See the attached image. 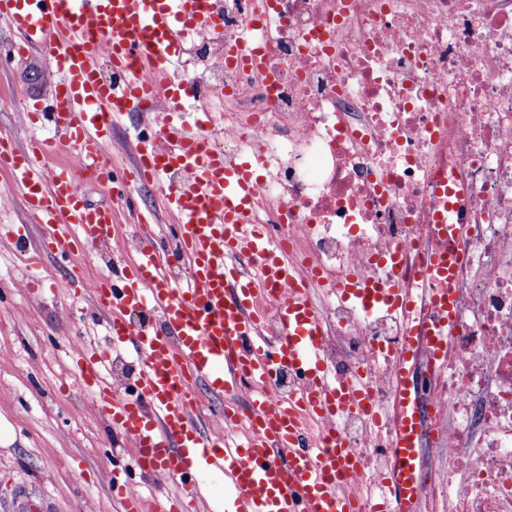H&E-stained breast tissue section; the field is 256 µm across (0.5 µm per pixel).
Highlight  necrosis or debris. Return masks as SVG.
<instances>
[{"label":"necrosis or debris","instance_id":"obj_1","mask_svg":"<svg viewBox=\"0 0 512 512\" xmlns=\"http://www.w3.org/2000/svg\"><path fill=\"white\" fill-rule=\"evenodd\" d=\"M183 56L224 115L218 147L264 155L256 221L287 230L338 376L364 375L374 416L336 426L362 460L352 492L382 504L402 310L335 295L398 288L457 249L448 357L421 356L417 445L448 464L422 497L441 512H512V0H208ZM461 223L440 232L447 189Z\"/></svg>","mask_w":512,"mask_h":512}]
</instances>
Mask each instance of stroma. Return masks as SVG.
<instances>
[{
    "label": "stroma",
    "instance_id": "stroma-1",
    "mask_svg": "<svg viewBox=\"0 0 512 512\" xmlns=\"http://www.w3.org/2000/svg\"><path fill=\"white\" fill-rule=\"evenodd\" d=\"M60 78L42 48L0 69V137L19 142L46 138L47 129L25 123L27 99L48 98ZM91 204L114 209L125 233L120 248L136 258L137 214L110 184L84 187ZM36 278L41 290L24 286ZM91 308L79 283L65 284L55 259L30 267L15 247L0 244V512H18L26 499L38 512H117L104 475L110 456L129 459L132 449L86 403L72 367L76 345L104 340L105 315L81 316Z\"/></svg>",
    "mask_w": 512,
    "mask_h": 512
}]
</instances>
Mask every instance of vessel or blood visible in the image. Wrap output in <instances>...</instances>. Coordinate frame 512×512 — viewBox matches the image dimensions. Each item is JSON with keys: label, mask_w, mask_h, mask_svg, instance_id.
I'll return each instance as SVG.
<instances>
[{"label": "vessel or blood", "mask_w": 512, "mask_h": 512, "mask_svg": "<svg viewBox=\"0 0 512 512\" xmlns=\"http://www.w3.org/2000/svg\"><path fill=\"white\" fill-rule=\"evenodd\" d=\"M205 17L203 0H0V21L17 35L0 48V58L44 48L63 73L51 105L37 102L25 112L31 122L51 126L56 150L72 156L50 167L42 143L24 147L0 138V168H8L26 214L41 229L32 245L21 230L1 226L0 243L22 248L36 265L47 254L63 258L115 242L111 208L87 205L84 186L113 179V127L131 113H155L154 130L135 140L134 174L162 190L179 228L177 245L166 252L143 234L135 261L83 281V296L109 317L112 345L77 348L76 367L95 405L134 448L133 468L175 481L177 492L151 505L132 483L115 480L113 498L121 512H202L198 477L211 470L232 490L224 512H358L343 486L361 476L360 460L335 422L340 413L368 412L370 401L361 379L336 377L305 279L289 267L281 240L254 221L262 156L225 163L217 129L178 119L199 88L172 77L167 64L186 28ZM176 171L187 174L185 184H172ZM243 254L254 260L257 277L240 272L235 259ZM184 264L185 277L178 273ZM389 298L412 327L394 359L397 418L384 480L391 512H416L425 462L416 446L415 365L424 350L445 357L454 296L418 285L391 289ZM429 309L438 320L417 324ZM156 310L160 326L129 320ZM271 311L283 336L265 334ZM120 346L139 363L129 391L101 383L102 365ZM285 370L297 373V389L271 399L269 389ZM201 385L218 395L250 391L225 409L215 436L202 427ZM305 415L326 426L319 447L305 443Z\"/></svg>", "instance_id": "b4317fda"}]
</instances>
